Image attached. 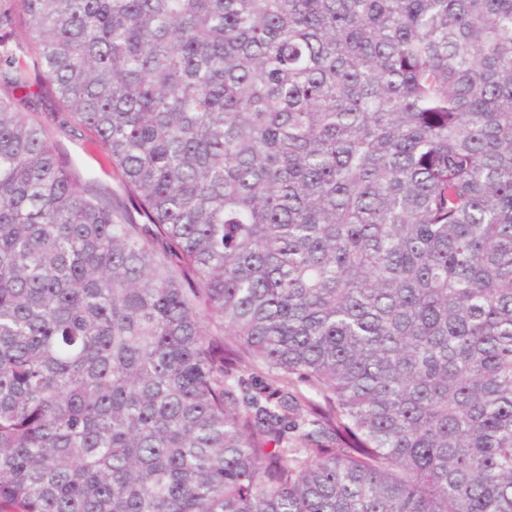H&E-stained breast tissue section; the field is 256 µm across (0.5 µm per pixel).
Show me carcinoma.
Instances as JSON below:
<instances>
[{"instance_id":"cac0c4a2","label":"carcinoma","mask_w":512,"mask_h":512,"mask_svg":"<svg viewBox=\"0 0 512 512\" xmlns=\"http://www.w3.org/2000/svg\"><path fill=\"white\" fill-rule=\"evenodd\" d=\"M15 18L0 512H512V0ZM47 97L146 223L69 174Z\"/></svg>"}]
</instances>
